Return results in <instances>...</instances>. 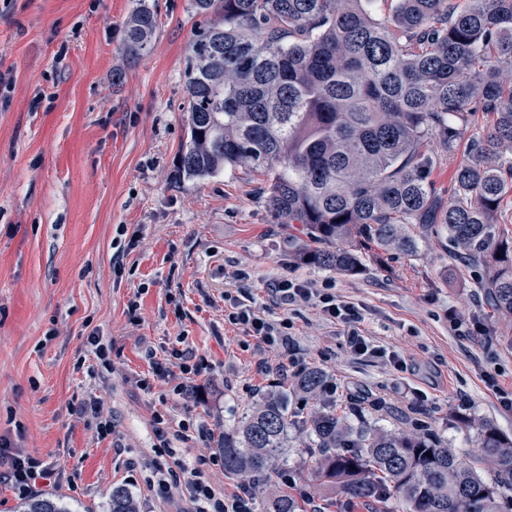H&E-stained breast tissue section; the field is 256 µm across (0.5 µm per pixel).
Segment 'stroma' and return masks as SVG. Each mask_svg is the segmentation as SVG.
<instances>
[{"label":"stroma","instance_id":"obj_1","mask_svg":"<svg viewBox=\"0 0 512 512\" xmlns=\"http://www.w3.org/2000/svg\"><path fill=\"white\" fill-rule=\"evenodd\" d=\"M153 2L152 50L132 58V0H0V438L57 468L47 490L68 512H109L117 486L138 512H192L183 484L159 489L155 471L200 458L216 491L250 485L254 512H268L286 474L321 512H371L317 485L309 439L294 427L286 473L225 475V428L286 384L258 369L253 337L224 321L225 295L248 294L292 324L270 360L320 369L337 407L358 393L381 400L364 410L370 424L421 420L468 461L478 423L512 439L502 403L512 397V317L493 312L443 239L426 235L413 256L362 244L363 274H339L289 256L303 228L275 223L257 175L176 179L183 70L205 18L190 0ZM291 271L333 283L394 360L355 355L342 327L276 304L270 284ZM185 364L195 374L184 376ZM93 398L115 424L108 435L80 412ZM158 414L169 421L164 446ZM183 420L200 435L181 440Z\"/></svg>","mask_w":512,"mask_h":512}]
</instances>
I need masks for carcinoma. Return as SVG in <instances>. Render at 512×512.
Here are the masks:
<instances>
[{
	"mask_svg": "<svg viewBox=\"0 0 512 512\" xmlns=\"http://www.w3.org/2000/svg\"><path fill=\"white\" fill-rule=\"evenodd\" d=\"M192 0L207 17L194 35L183 77L188 136L177 175L203 180L225 169L260 174V194L279 224H300L293 247L306 264L344 274L364 269L359 246L373 241L411 255L435 234L470 265L496 310L512 316V238L497 230L512 193V0ZM157 26L148 0H133L124 31L131 57L146 53ZM479 112L492 127L462 142ZM466 158L456 161L459 151ZM455 163L446 203L431 174ZM322 371L263 396L224 430V473L263 477L288 469V428L314 438L315 480L348 500L393 499L406 512H501L512 482V439L491 423L477 432L490 477L462 460L428 425L387 431L326 400L303 418L291 398L316 395ZM270 512H299L282 492ZM24 512H66L50 497ZM110 512H136L123 488Z\"/></svg>",
	"mask_w": 512,
	"mask_h": 512,
	"instance_id": "carcinoma-1",
	"label": "carcinoma"
}]
</instances>
